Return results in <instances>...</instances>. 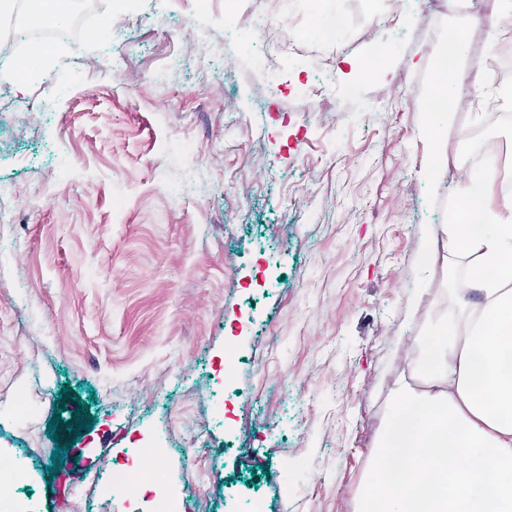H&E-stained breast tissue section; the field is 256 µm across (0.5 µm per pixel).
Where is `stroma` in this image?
<instances>
[{"instance_id":"35a3bbf8","label":"stroma","mask_w":512,"mask_h":512,"mask_svg":"<svg viewBox=\"0 0 512 512\" xmlns=\"http://www.w3.org/2000/svg\"><path fill=\"white\" fill-rule=\"evenodd\" d=\"M422 3L320 0L343 19L328 39L308 0H239L305 32L289 43L274 24L261 47L219 6L95 0L81 22L72 0L59 27L75 67L58 51L0 86L17 103L0 111L14 215L0 227V449L31 472L19 489L35 512H117L84 477L137 438L161 448L181 512H355L404 342L447 314L448 275L466 267L444 250L426 262L427 235L461 209L452 157L483 99L439 129L446 163L429 176L435 51L457 28L465 73L512 45V23ZM193 30L223 54L200 59ZM304 86L327 111H308ZM20 387L33 421L12 416ZM81 407L93 428L67 431ZM191 435L213 459L202 481Z\"/></svg>"}]
</instances>
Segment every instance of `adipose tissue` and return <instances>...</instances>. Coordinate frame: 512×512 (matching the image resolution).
I'll return each instance as SVG.
<instances>
[{
    "label": "adipose tissue",
    "mask_w": 512,
    "mask_h": 512,
    "mask_svg": "<svg viewBox=\"0 0 512 512\" xmlns=\"http://www.w3.org/2000/svg\"><path fill=\"white\" fill-rule=\"evenodd\" d=\"M496 161L457 186L438 228L467 258L446 317L395 381L356 512H512V194Z\"/></svg>",
    "instance_id": "adipose-tissue-1"
}]
</instances>
